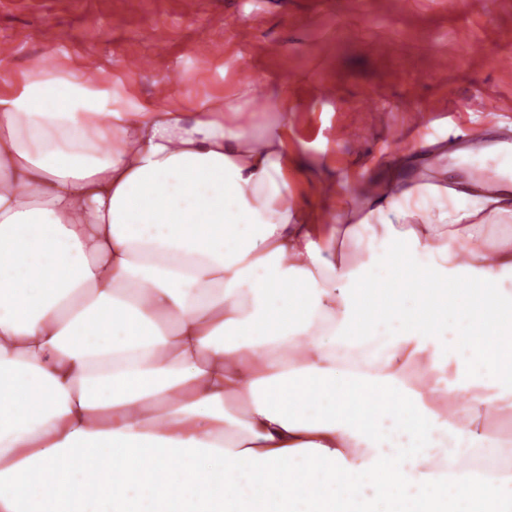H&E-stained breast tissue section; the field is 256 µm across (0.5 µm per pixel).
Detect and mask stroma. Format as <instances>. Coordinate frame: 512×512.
Wrapping results in <instances>:
<instances>
[{"instance_id":"1","label":"stroma","mask_w":512,"mask_h":512,"mask_svg":"<svg viewBox=\"0 0 512 512\" xmlns=\"http://www.w3.org/2000/svg\"><path fill=\"white\" fill-rule=\"evenodd\" d=\"M165 32V47L155 37ZM512 0H0V71L9 85L35 60L62 70L96 63L90 78L112 85L129 111L162 94L177 103L225 96L257 104L284 92L294 145L316 160L298 172L300 202L342 215L330 196L308 190L353 182L389 165L403 141L442 146L449 128L417 126L415 115L454 112L474 134L512 139ZM250 66L262 76L241 75ZM411 512L377 481L358 502L327 496L310 512Z\"/></svg>"}]
</instances>
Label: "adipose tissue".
Segmentation results:
<instances>
[{
    "label": "adipose tissue",
    "instance_id": "adipose-tissue-1",
    "mask_svg": "<svg viewBox=\"0 0 512 512\" xmlns=\"http://www.w3.org/2000/svg\"><path fill=\"white\" fill-rule=\"evenodd\" d=\"M287 106L256 135L236 99L130 112L77 71L0 95V512L352 502L360 457L401 495H512L489 430L512 376L473 366L465 308L512 284L501 198L399 159L324 223L290 199ZM382 315L372 372L346 365Z\"/></svg>",
    "mask_w": 512,
    "mask_h": 512
}]
</instances>
